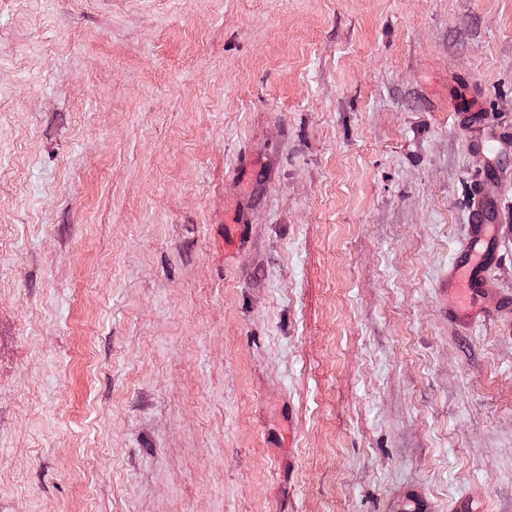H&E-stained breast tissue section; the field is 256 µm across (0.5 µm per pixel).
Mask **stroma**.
<instances>
[{
	"label": "stroma",
	"mask_w": 512,
	"mask_h": 512,
	"mask_svg": "<svg viewBox=\"0 0 512 512\" xmlns=\"http://www.w3.org/2000/svg\"><path fill=\"white\" fill-rule=\"evenodd\" d=\"M477 182L512 0H0V512H512ZM489 197L471 190V223L467 240L448 266V274L440 283L443 297L453 303L445 308L448 319L460 326L483 321H500L512 325V292H504L489 277V270L500 258L497 224H491ZM494 299L486 306L483 299Z\"/></svg>",
	"instance_id": "stroma-1"
}]
</instances>
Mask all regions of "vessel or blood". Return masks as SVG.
<instances>
[{
	"mask_svg": "<svg viewBox=\"0 0 512 512\" xmlns=\"http://www.w3.org/2000/svg\"><path fill=\"white\" fill-rule=\"evenodd\" d=\"M490 207L489 197L472 191L468 238L440 283L441 294L451 301L449 320L464 327L483 321L512 325V292H504L489 276L500 258L497 227L489 219Z\"/></svg>",
	"mask_w": 512,
	"mask_h": 512,
	"instance_id": "1",
	"label": "vessel or blood"
}]
</instances>
